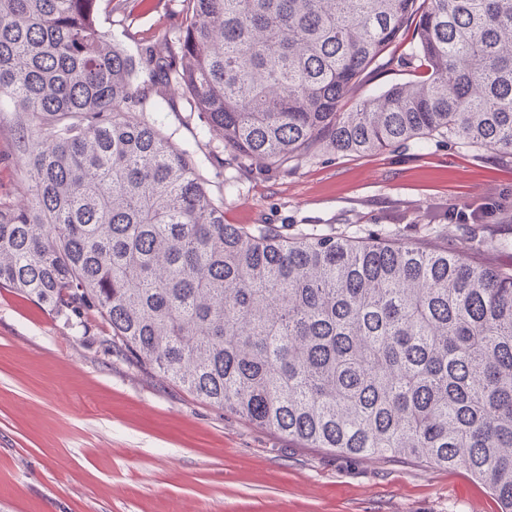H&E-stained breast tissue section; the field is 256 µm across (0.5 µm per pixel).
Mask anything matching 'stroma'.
Returning <instances> with one entry per match:
<instances>
[{"label": "stroma", "mask_w": 512, "mask_h": 512, "mask_svg": "<svg viewBox=\"0 0 512 512\" xmlns=\"http://www.w3.org/2000/svg\"><path fill=\"white\" fill-rule=\"evenodd\" d=\"M183 0H105L101 29L130 53L173 36ZM412 44L368 73L360 101L412 79ZM146 115L176 143L203 123L179 85ZM202 174L229 224H273L291 234L343 233L485 246L473 262L512 271V158L455 140H412L392 151L323 153L285 170L208 163ZM24 157L11 113L0 112V206L26 208ZM503 198L485 224H452L449 209ZM86 329L0 288V512H500L464 467L370 459L306 448L210 405L160 373L108 349L93 313Z\"/></svg>", "instance_id": "stroma-1"}]
</instances>
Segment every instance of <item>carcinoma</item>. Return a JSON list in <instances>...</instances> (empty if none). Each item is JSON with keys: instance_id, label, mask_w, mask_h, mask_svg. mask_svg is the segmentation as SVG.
Returning <instances> with one entry per match:
<instances>
[{"instance_id": "carcinoma-1", "label": "carcinoma", "mask_w": 512, "mask_h": 512, "mask_svg": "<svg viewBox=\"0 0 512 512\" xmlns=\"http://www.w3.org/2000/svg\"><path fill=\"white\" fill-rule=\"evenodd\" d=\"M100 0H0V112L26 210L0 286L308 448L465 466L512 512V272L391 239L224 223L195 151L143 117L172 82L227 164L448 137L512 156V0H186L133 56ZM420 75L346 107L406 38Z\"/></svg>"}]
</instances>
